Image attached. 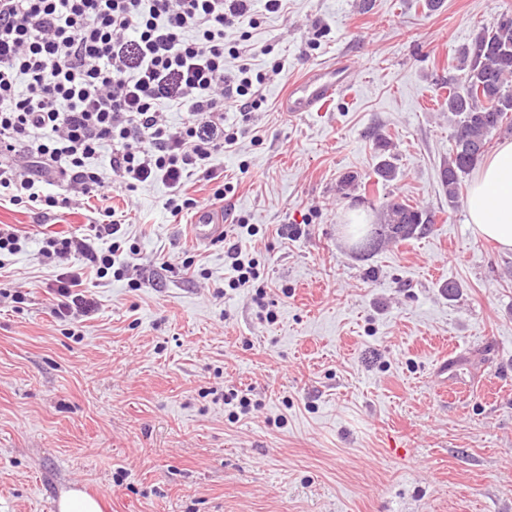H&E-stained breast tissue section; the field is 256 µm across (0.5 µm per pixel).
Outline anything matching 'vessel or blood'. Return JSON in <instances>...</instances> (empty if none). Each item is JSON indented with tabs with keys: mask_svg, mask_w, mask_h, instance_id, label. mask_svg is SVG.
<instances>
[{
	"mask_svg": "<svg viewBox=\"0 0 512 512\" xmlns=\"http://www.w3.org/2000/svg\"><path fill=\"white\" fill-rule=\"evenodd\" d=\"M351 75V64L344 58L309 70L289 86L280 102L282 111L292 116L325 111L337 95L350 89ZM192 230L199 243L220 240L224 236L223 216L209 209L201 210L196 215Z\"/></svg>",
	"mask_w": 512,
	"mask_h": 512,
	"instance_id": "b4317fda",
	"label": "vessel or blood"
}]
</instances>
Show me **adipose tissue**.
Segmentation results:
<instances>
[{"mask_svg":"<svg viewBox=\"0 0 512 512\" xmlns=\"http://www.w3.org/2000/svg\"><path fill=\"white\" fill-rule=\"evenodd\" d=\"M472 232L512 251V140L497 145L473 177L467 198Z\"/></svg>","mask_w":512,"mask_h":512,"instance_id":"ef3b65f1","label":"adipose tissue"}]
</instances>
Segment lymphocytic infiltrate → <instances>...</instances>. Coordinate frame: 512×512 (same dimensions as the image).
I'll list each match as a JSON object with an SVG mask.
<instances>
[{"label":"lymphocytic infiltrate","mask_w":512,"mask_h":512,"mask_svg":"<svg viewBox=\"0 0 512 512\" xmlns=\"http://www.w3.org/2000/svg\"><path fill=\"white\" fill-rule=\"evenodd\" d=\"M253 0H0V203L43 210L96 199L83 232L46 238L47 259L73 260L58 281L56 318L95 309L83 271L124 278L125 233L110 204L113 182L134 192L162 183L165 210L194 198L187 180L214 176L240 123L264 102L266 75L251 41ZM240 118L227 122L226 110ZM181 113L179 123L165 115Z\"/></svg>","instance_id":"f902f5d3"}]
</instances>
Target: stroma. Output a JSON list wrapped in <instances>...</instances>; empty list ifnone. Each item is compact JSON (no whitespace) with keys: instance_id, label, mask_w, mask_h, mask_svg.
<instances>
[{"instance_id":"1","label":"stroma","mask_w":512,"mask_h":512,"mask_svg":"<svg viewBox=\"0 0 512 512\" xmlns=\"http://www.w3.org/2000/svg\"><path fill=\"white\" fill-rule=\"evenodd\" d=\"M506 13L512 0H290L260 17L252 40L274 52L255 64L284 68L219 180L188 188L234 185L220 207L259 228L242 249L263 302L223 292L224 243L196 242L194 214L173 222L164 185L116 186L142 285L87 276L95 311L53 318L71 266L42 242L81 233L92 209L0 206L28 238L0 270V512H58L72 489L103 512H512V252L472 233L441 178L444 84ZM342 55L345 96L281 111L292 81ZM383 158L395 179L377 180ZM385 201L425 209L431 229L359 260L346 218ZM232 389L249 415L231 417Z\"/></svg>"}]
</instances>
